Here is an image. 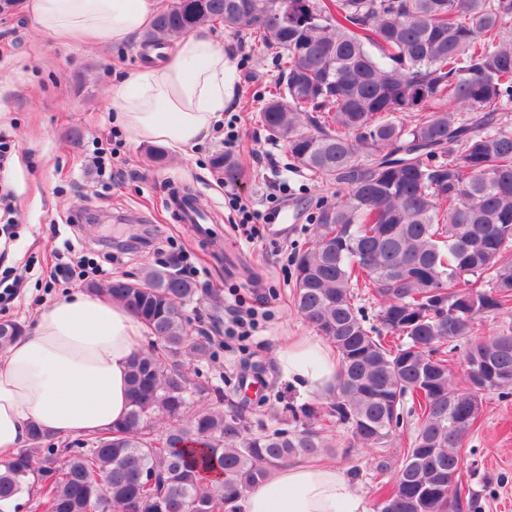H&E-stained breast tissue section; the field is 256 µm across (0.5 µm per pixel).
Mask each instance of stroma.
Returning a JSON list of instances; mask_svg holds the SVG:
<instances>
[{
	"label": "stroma",
	"mask_w": 512,
	"mask_h": 512,
	"mask_svg": "<svg viewBox=\"0 0 512 512\" xmlns=\"http://www.w3.org/2000/svg\"><path fill=\"white\" fill-rule=\"evenodd\" d=\"M206 31L223 46L236 88L203 145L157 162L150 144L126 141L111 105L113 84L144 59L141 38L92 48L54 42L25 11L0 15V132L11 153L0 168V195L10 194L17 210L0 266L24 282L5 316L35 329L45 305L87 287L84 278L49 284L47 270L64 243L131 280L180 256L182 272L203 288L191 305L194 326L221 341L217 360L192 369L243 404L251 433L259 434L288 428L290 410L327 404L284 378L277 353L286 337L314 333L293 306L292 257L310 238L318 198H332L334 189L296 167L258 120L259 97L278 75L277 50L256 47L245 28L213 23ZM102 149L114 157L108 175L90 165ZM219 153L235 160L234 175L214 171L211 160ZM173 184L189 187L214 215L208 237L171 215L166 193ZM234 198L261 215L254 242L245 240ZM282 211L290 216L285 227L277 218ZM250 309L258 326L244 336L232 329L231 316ZM412 433V423H405L394 445L362 450L334 427L321 459L344 469L367 512H379L381 490L392 485ZM461 454V512H512V395H484L481 418Z\"/></svg>",
	"instance_id": "stroma-1"
}]
</instances>
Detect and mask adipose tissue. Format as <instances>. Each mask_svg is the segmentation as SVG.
<instances>
[{
    "instance_id": "adipose-tissue-1",
    "label": "adipose tissue",
    "mask_w": 512,
    "mask_h": 512,
    "mask_svg": "<svg viewBox=\"0 0 512 512\" xmlns=\"http://www.w3.org/2000/svg\"><path fill=\"white\" fill-rule=\"evenodd\" d=\"M40 33L55 41L123 43L148 29L156 0H25ZM232 95L224 48L201 31L181 36L161 59L147 57L114 84L112 106L127 140L182 157L202 145ZM144 326L110 297L76 290L44 307L33 335L0 353V457L22 448L32 427L51 435L101 431L127 414V373ZM278 366L300 390L325 392L336 379L331 347L289 338ZM237 512H366L336 465L277 470L237 501Z\"/></svg>"
}]
</instances>
